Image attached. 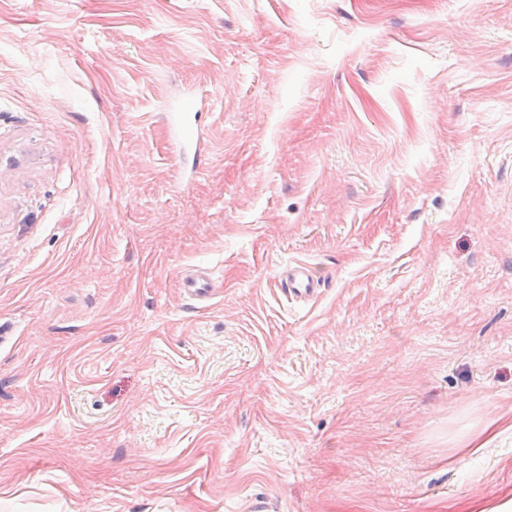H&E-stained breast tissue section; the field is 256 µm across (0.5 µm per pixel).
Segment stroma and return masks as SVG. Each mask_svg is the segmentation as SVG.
<instances>
[{
    "label": "stroma",
    "mask_w": 512,
    "mask_h": 512,
    "mask_svg": "<svg viewBox=\"0 0 512 512\" xmlns=\"http://www.w3.org/2000/svg\"><path fill=\"white\" fill-rule=\"evenodd\" d=\"M1 324L0 512L512 499V0H0ZM280 285L290 296L311 300L317 296L322 280L308 264L288 265L279 273Z\"/></svg>",
    "instance_id": "stroma-1"
}]
</instances>
